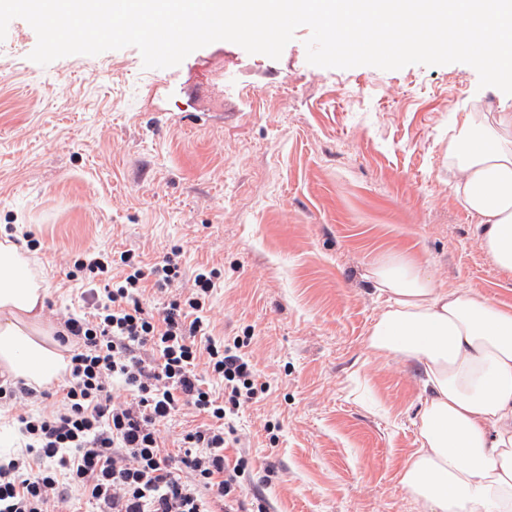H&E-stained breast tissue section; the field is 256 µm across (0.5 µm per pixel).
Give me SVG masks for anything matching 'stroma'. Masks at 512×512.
<instances>
[{
  "label": "stroma",
  "mask_w": 512,
  "mask_h": 512,
  "mask_svg": "<svg viewBox=\"0 0 512 512\" xmlns=\"http://www.w3.org/2000/svg\"><path fill=\"white\" fill-rule=\"evenodd\" d=\"M300 27L279 59L219 41L147 69L137 48L30 60L23 19L0 41V225L38 240L43 321L85 310V251L177 246L186 271L220 267L214 338L249 335L270 385L234 422L246 501L267 512H416L399 472L427 399L416 365L369 350L384 299L369 265L400 251L441 287L512 305V273L482 250L448 185L456 112L502 92L470 65L323 68ZM234 85L203 97L200 74ZM54 400L0 405V451L16 417Z\"/></svg>",
  "instance_id": "obj_1"
}]
</instances>
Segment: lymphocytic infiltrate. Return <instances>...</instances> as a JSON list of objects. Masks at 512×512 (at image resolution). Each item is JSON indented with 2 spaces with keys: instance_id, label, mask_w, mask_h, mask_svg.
Instances as JSON below:
<instances>
[{
  "instance_id": "lymphocytic-infiltrate-1",
  "label": "lymphocytic infiltrate",
  "mask_w": 512,
  "mask_h": 512,
  "mask_svg": "<svg viewBox=\"0 0 512 512\" xmlns=\"http://www.w3.org/2000/svg\"><path fill=\"white\" fill-rule=\"evenodd\" d=\"M90 277L116 274L90 289L89 310L65 320L61 343L81 342L52 415H22L25 448L0 461V512H52L77 490L95 512H240L245 459L228 463L226 431L241 407L265 394L244 349L248 337L210 335L206 302L220 274L185 276L176 253L145 265L134 251L77 260ZM191 287H184V278ZM179 294L158 309L147 285ZM224 384L215 395L212 379ZM120 383L128 399L115 401ZM203 415L168 452L159 426L183 409Z\"/></svg>"
}]
</instances>
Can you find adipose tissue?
<instances>
[{
	"instance_id": "adipose-tissue-1",
	"label": "adipose tissue",
	"mask_w": 512,
	"mask_h": 512,
	"mask_svg": "<svg viewBox=\"0 0 512 512\" xmlns=\"http://www.w3.org/2000/svg\"><path fill=\"white\" fill-rule=\"evenodd\" d=\"M400 14L417 25L407 42L415 50H435L462 27L497 41L500 63L486 77L512 87V0H317L312 17L346 38L390 29ZM445 157L481 248L512 272V104L459 112ZM367 277L386 298L369 349L419 365L428 391L401 487L420 512H512V307L437 287L402 252L380 256ZM46 296L19 245L0 240V368L36 386L66 367L64 346L40 317Z\"/></svg>"
}]
</instances>
